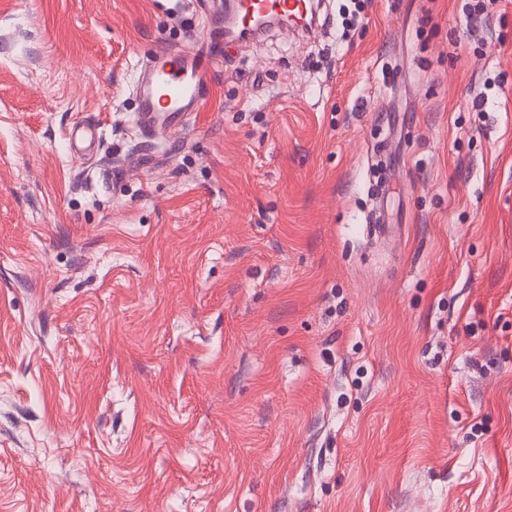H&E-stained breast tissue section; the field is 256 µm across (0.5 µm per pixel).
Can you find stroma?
Instances as JSON below:
<instances>
[{
	"instance_id": "35a3bbf8",
	"label": "stroma",
	"mask_w": 512,
	"mask_h": 512,
	"mask_svg": "<svg viewBox=\"0 0 512 512\" xmlns=\"http://www.w3.org/2000/svg\"><path fill=\"white\" fill-rule=\"evenodd\" d=\"M185 2L0 0V512H512V0H322L163 143ZM69 141L71 149L74 147L75 151L81 150L89 154L100 141V136L91 127L77 124L70 131Z\"/></svg>"
}]
</instances>
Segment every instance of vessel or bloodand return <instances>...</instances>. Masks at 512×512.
<instances>
[{
	"label": "vessel or blood",
	"instance_id": "1",
	"mask_svg": "<svg viewBox=\"0 0 512 512\" xmlns=\"http://www.w3.org/2000/svg\"><path fill=\"white\" fill-rule=\"evenodd\" d=\"M311 0H235V25L245 31L249 21L264 13L294 17L305 28ZM206 40L186 37L178 49L155 58L140 74L135 93L140 128L167 131L178 128L185 115L198 111L210 97L208 76L222 62L224 44L233 43L224 16L206 13ZM100 140L91 127L78 124L69 134L71 147L91 152Z\"/></svg>",
	"mask_w": 512,
	"mask_h": 512
}]
</instances>
